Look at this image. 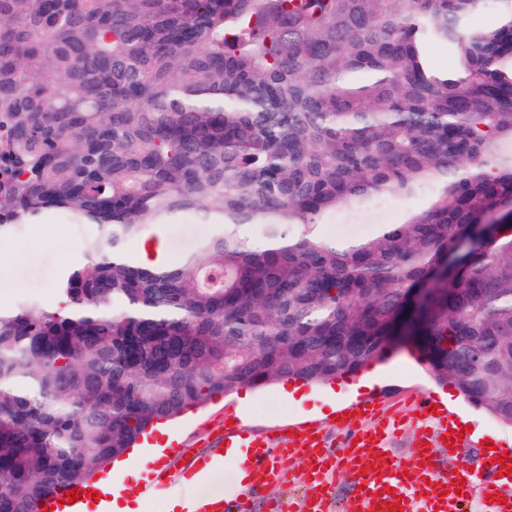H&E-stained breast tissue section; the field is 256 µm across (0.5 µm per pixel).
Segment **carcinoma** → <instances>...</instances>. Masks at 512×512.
Wrapping results in <instances>:
<instances>
[{
    "mask_svg": "<svg viewBox=\"0 0 512 512\" xmlns=\"http://www.w3.org/2000/svg\"><path fill=\"white\" fill-rule=\"evenodd\" d=\"M482 2L0 0V237L49 210L97 225L62 306L0 309V512L215 394L353 375L393 336L512 424V0L476 27ZM425 189L370 237L318 235ZM186 212L216 232L182 261L126 252Z\"/></svg>",
    "mask_w": 512,
    "mask_h": 512,
    "instance_id": "obj_1",
    "label": "carcinoma"
}]
</instances>
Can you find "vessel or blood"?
Wrapping results in <instances>:
<instances>
[{
    "mask_svg": "<svg viewBox=\"0 0 512 512\" xmlns=\"http://www.w3.org/2000/svg\"><path fill=\"white\" fill-rule=\"evenodd\" d=\"M358 417L368 425L351 430L340 448L323 447L313 428L299 426L290 435L258 436L243 426L225 427L212 440L207 454L191 456L184 478L223 460L229 450H236L244 473L243 486L257 488L278 482L282 477L281 460L298 457L306 464V512H329L332 505L331 478L344 472L353 477L357 491L346 504L345 512H389L392 504H400L402 512H461L467 494L481 489L482 512H512V496H505L499 479L500 462L488 464L486 470L474 472L465 468L457 473L438 472L434 462L451 443L454 428L447 409H433L428 398H420L415 406L412 425L416 450L407 462L387 455V442L400 427L378 405L360 400L355 406ZM506 504H499V497ZM243 505L232 501L229 507L205 494L192 497V512H241Z\"/></svg>",
    "mask_w": 512,
    "mask_h": 512,
    "instance_id": "obj_1",
    "label": "vessel or blood"
}]
</instances>
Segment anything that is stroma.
I'll list each match as a JSON object with an SVG mask.
<instances>
[{
    "mask_svg": "<svg viewBox=\"0 0 512 512\" xmlns=\"http://www.w3.org/2000/svg\"><path fill=\"white\" fill-rule=\"evenodd\" d=\"M430 195L408 201L386 199L358 213L337 216L335 223L320 225L321 236L329 239L350 238L353 226L363 228L371 235L382 224H397L408 213L428 206ZM163 230L169 262L176 263L192 253L198 243L212 235L213 225L198 223L195 216L186 213L174 223L155 227L144 225L142 236ZM94 232L89 224L70 223L63 213L47 212L37 223L22 225L19 232L0 239V308L10 309L21 302L53 305L57 282L64 268L81 254L83 242ZM386 376L380 382L365 385L360 375H346L322 384L307 386L310 401L296 407L280 391L278 385L249 389L247 402H240L237 393L217 394L201 406L192 408L174 421L168 422L170 437L179 441L178 447L167 449L165 461L171 470H179L184 461L180 448H191L203 453L208 449L213 430L224 420L238 418L244 427L258 433L277 434L290 426L304 422L315 426L329 444H336L345 426L335 411L352 410L361 399L375 398L385 412L407 411L422 396L446 403L453 416L470 420L471 432L466 445L454 452L444 453L437 460L438 467L482 468L485 462L484 443L496 438L499 445L512 448V425L504 424L484 410L475 408L463 399L453 385L436 383L428 374L420 351L412 343L389 353L381 361ZM283 480L255 491L246 506L248 512H267L269 501L291 496L296 504L304 502V466L290 459L282 464Z\"/></svg>",
    "mask_w": 512,
    "mask_h": 512,
    "instance_id": "stroma-1",
    "label": "stroma"
}]
</instances>
